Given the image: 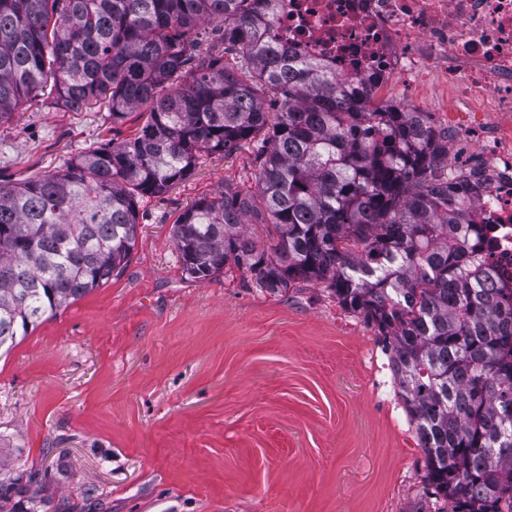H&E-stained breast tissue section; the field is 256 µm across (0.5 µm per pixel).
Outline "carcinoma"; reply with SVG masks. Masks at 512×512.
<instances>
[{
    "mask_svg": "<svg viewBox=\"0 0 512 512\" xmlns=\"http://www.w3.org/2000/svg\"><path fill=\"white\" fill-rule=\"evenodd\" d=\"M279 2L0 0V122L48 83L59 108L143 119L123 143L0 184V348L121 273L140 198L247 144L257 192L226 186L172 225L183 273L237 270L272 294L326 284L385 337L433 494L512 512V288L479 263L466 181L437 175L448 148L426 113L370 109L320 61L276 49ZM205 22L221 51L200 55ZM37 481L0 479V512H38L20 507Z\"/></svg>",
    "mask_w": 512,
    "mask_h": 512,
    "instance_id": "carcinoma-1",
    "label": "carcinoma"
}]
</instances>
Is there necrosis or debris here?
Segmentation results:
<instances>
[{
    "instance_id": "4bbe7bcc",
    "label": "necrosis or debris",
    "mask_w": 512,
    "mask_h": 512,
    "mask_svg": "<svg viewBox=\"0 0 512 512\" xmlns=\"http://www.w3.org/2000/svg\"><path fill=\"white\" fill-rule=\"evenodd\" d=\"M272 36L367 90L380 110L394 86L433 84L459 110L488 113L455 149L474 158L466 176L487 227L482 260L494 282L512 280V0H281Z\"/></svg>"
}]
</instances>
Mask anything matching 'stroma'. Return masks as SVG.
I'll use <instances>...</instances> for the list:
<instances>
[{
	"mask_svg": "<svg viewBox=\"0 0 512 512\" xmlns=\"http://www.w3.org/2000/svg\"><path fill=\"white\" fill-rule=\"evenodd\" d=\"M138 125L33 97L0 123V182ZM255 175L245 145L141 198L124 270L0 354V463L38 473L39 512H445L374 324L320 284L183 275L179 215Z\"/></svg>",
	"mask_w": 512,
	"mask_h": 512,
	"instance_id": "stroma-1",
	"label": "stroma"
}]
</instances>
